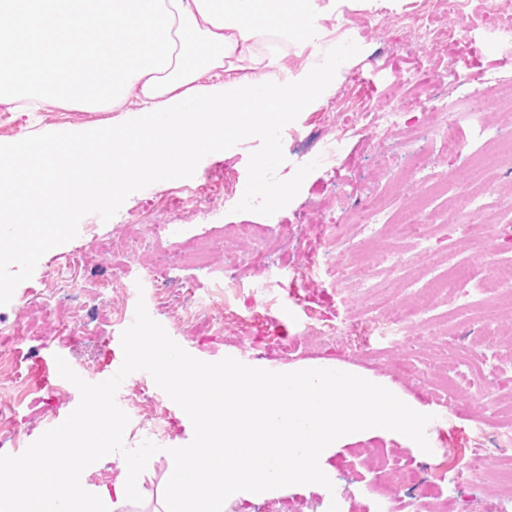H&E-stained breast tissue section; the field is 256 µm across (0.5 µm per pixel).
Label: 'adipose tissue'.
<instances>
[{
	"mask_svg": "<svg viewBox=\"0 0 512 512\" xmlns=\"http://www.w3.org/2000/svg\"><path fill=\"white\" fill-rule=\"evenodd\" d=\"M350 0H0L11 40L0 43V104L30 112L41 100L134 112L135 127L99 140L94 170L79 167L87 135L0 148V223L28 221L29 190L52 202L109 206L130 182L163 176L213 146L286 121L335 82L327 58L289 74L271 37L320 49ZM228 81L202 85L204 75ZM67 171L59 181L58 171Z\"/></svg>",
	"mask_w": 512,
	"mask_h": 512,
	"instance_id": "1",
	"label": "adipose tissue"
}]
</instances>
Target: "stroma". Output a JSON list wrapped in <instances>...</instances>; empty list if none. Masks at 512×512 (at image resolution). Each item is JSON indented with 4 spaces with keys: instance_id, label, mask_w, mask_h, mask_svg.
Instances as JSON below:
<instances>
[{
    "instance_id": "35a3bbf8",
    "label": "stroma",
    "mask_w": 512,
    "mask_h": 512,
    "mask_svg": "<svg viewBox=\"0 0 512 512\" xmlns=\"http://www.w3.org/2000/svg\"><path fill=\"white\" fill-rule=\"evenodd\" d=\"M422 18L430 32L426 42L411 41L406 21ZM496 17L485 15L484 0H376L375 6L345 10L339 22L344 39L332 48L341 65L337 87L324 100L308 103L284 125L220 143L183 167L157 180L129 183L109 208L82 207L66 211L62 230L46 241L19 242L11 225L0 223V243L17 254L0 261V454L17 456L45 431L60 425L80 401L78 389L63 383L48 395L28 378L34 356L55 350L85 381H104L103 351L115 346L130 323L137 303H145L152 319L193 357L216 362L226 357L273 372L326 364L379 380L435 415L427 440L429 452L402 434L354 436L321 458L331 481L293 485L272 497L238 499L225 512H323L331 494H340V512H363L368 481L377 455L406 463L428 462L423 474L427 495L410 512H428L432 499L447 500L451 512H512V486L489 479L477 485L456 484L452 475L477 448L483 432L512 419V367L501 366L495 392L504 407L500 416L479 400L460 396L444 406L449 370L480 340L478 319L462 315L435 337L433 346L408 356L391 351L381 336L363 322L371 303L359 285L336 280L332 241L365 237L357 220L361 204L385 207L389 225L383 247L398 246L413 260L405 274L370 273L378 300L407 311L425 300L426 283L437 279L441 266L425 263L416 248L426 236L433 254L444 256L449 244L463 246L467 226L454 213L461 205L458 186L470 184L472 172L455 156L442 153L432 134L433 121L447 124L464 147L477 130L461 121L473 112L493 119L500 111V91L512 90V45L495 42ZM365 112L400 113L391 136L376 134L361 121ZM130 112H112L74 105L64 108L44 100L39 111L9 112L0 105V146L24 136L38 144H54L79 132L105 133L131 124ZM337 122L342 139L327 165L309 166L307 156L321 148V136ZM292 136L280 140V129ZM429 156L427 177L453 180L447 193L427 195L421 181L395 190L394 177L406 170L412 156ZM497 224L487 239V252L476 274L489 273L495 263L512 261V168L488 173ZM419 203L433 221L403 234L408 207ZM94 233H87V225ZM169 225L161 235L155 227ZM238 224L251 225L253 237L240 252L229 254L212 270L233 269L239 289L224 297V328L216 330L208 314L183 319L184 285L207 283L209 271L182 265L181 255L195 236L220 237ZM137 240L141 258L158 263L166 278L162 290L135 289L137 273L116 238ZM73 264L88 278L79 304L66 298L67 284L55 272ZM121 278L132 287L113 296L106 281ZM50 290L56 301L36 297ZM28 304H20V297ZM338 325L363 347L322 346L308 329ZM163 420L154 409L131 417L125 432L127 448L153 440L159 448L137 480L141 502L123 501L117 512H148L160 501L167 484L168 451L193 438L181 408L162 396Z\"/></svg>"
}]
</instances>
